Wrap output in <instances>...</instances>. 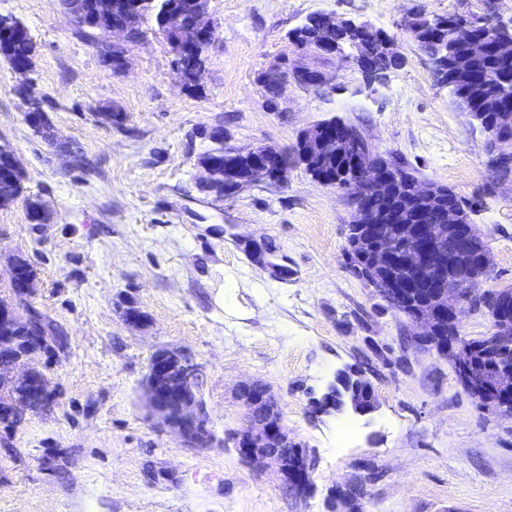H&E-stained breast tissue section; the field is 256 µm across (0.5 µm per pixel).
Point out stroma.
Here are the masks:
<instances>
[{"label": "stroma", "instance_id": "35a3bbf8", "mask_svg": "<svg viewBox=\"0 0 512 512\" xmlns=\"http://www.w3.org/2000/svg\"><path fill=\"white\" fill-rule=\"evenodd\" d=\"M487 5L211 0L216 40L191 92L155 21L116 75L98 56L101 32L78 28L62 0H0V15L35 41L28 79L58 135L49 142L26 124L22 80L0 60V143L27 174L24 198L0 208V298L11 296V260L30 261L31 303L64 344L45 370L54 403L0 428V512H333L349 492L362 512H512V416L472 397L407 317L353 273L347 194L292 160L285 183L218 197L200 191L195 167L205 130L218 125L232 145L289 152L319 121L352 124L379 155L462 199L492 256L484 288H512V172L495 169L484 135L404 31L419 10L480 15ZM318 12L392 36L400 67L370 84L332 60L322 91L291 86L270 98L262 75L300 59L292 34ZM108 107L107 125L98 114ZM71 153L85 167L70 166ZM31 198L48 223L30 222ZM131 306L144 324L125 322ZM166 348L204 370L210 446L149 414L145 375ZM343 368L369 380L375 412H313ZM245 381L270 388L305 449L307 494L238 453Z\"/></svg>", "mask_w": 512, "mask_h": 512}]
</instances>
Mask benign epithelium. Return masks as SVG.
I'll list each match as a JSON object with an SVG mask.
<instances>
[{"label":"benign epithelium","mask_w":512,"mask_h":512,"mask_svg":"<svg viewBox=\"0 0 512 512\" xmlns=\"http://www.w3.org/2000/svg\"><path fill=\"white\" fill-rule=\"evenodd\" d=\"M210 0H193L191 7L179 12L177 39L171 44L175 57H198L196 74L204 67L205 52L215 41L216 30L209 18ZM145 0H129L126 22L112 23L103 30L97 51L103 55L111 46L127 41L129 22L143 13ZM330 27H358L352 20H339L331 13L319 15ZM491 14L470 17L466 28L471 31L465 56L454 61L458 73L469 71L472 61L491 52L507 63H512V40L502 38L490 44L483 38L489 26H500ZM360 28V27H358ZM363 35L374 32L360 28ZM351 49L352 60L359 55L358 41L332 43L324 47L331 59L345 56ZM277 93L290 85L296 87H326L331 78L326 72L314 71L308 63H290L274 72ZM486 135L498 165L512 169V100L501 108L494 118L487 119L481 112L471 113ZM296 152L309 167V174L323 185L336 179V161L350 160L352 178L349 193L353 206L355 231L348 241V251L358 261L359 270L371 287L405 307L415 289L422 292L421 302L407 310L415 334L438 345L440 355L462 373L466 387L480 391L486 387L494 397L488 406L512 415V367H478L473 360L474 346L461 343L456 337L442 336V331H458L457 325L464 313L465 296L473 294L477 280L465 275V260L487 269L491 259L482 246V238L467 220L463 208L448 200V189L438 188L414 176L409 170L381 159L371 143L358 131L342 121L317 123L304 130ZM288 166L272 147L240 149L231 147L224 154V195H233L254 182L277 184L284 181ZM16 275L15 301L0 306V323L7 325L19 318L28 321L30 339L42 342L48 332L41 327L36 311L29 302L35 280L22 273L19 266L10 265ZM460 282L461 288H450V282ZM512 346V298L505 297L504 312L498 326L486 337V347L500 349ZM0 379L30 388L31 401L16 403L17 409L34 410L52 401L48 385L33 376L32 367L19 360L8 371H0ZM204 371L200 364L183 353L157 351L152 357L146 376V391L153 409L164 423L177 430L187 441L205 445L209 434L204 424V405L199 395ZM251 386L239 388L240 397L249 409L248 419L237 434V448L249 461L270 465L286 476L288 489L304 493L310 484V466L299 446L293 443L282 420L255 413L261 400L272 402L269 393L258 397L250 393Z\"/></svg>","instance_id":"1"}]
</instances>
